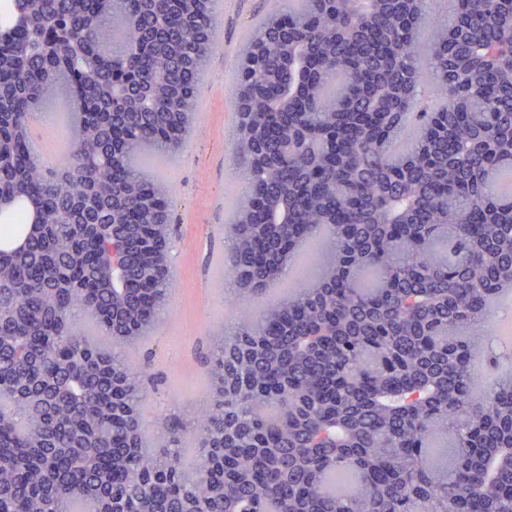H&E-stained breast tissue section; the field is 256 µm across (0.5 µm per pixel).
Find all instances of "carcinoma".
<instances>
[{"label":"carcinoma","instance_id":"obj_1","mask_svg":"<svg viewBox=\"0 0 512 512\" xmlns=\"http://www.w3.org/2000/svg\"><path fill=\"white\" fill-rule=\"evenodd\" d=\"M212 0H13L24 41L0 44V512H512V373L472 366L512 289V0H279L243 52L288 24L298 56L236 79L246 175L227 274L259 313L207 359L211 403L185 465L181 432L146 448V372L132 346L172 275V190L149 162L178 152L215 48ZM95 80L77 89L69 43ZM119 36L107 60L96 43ZM441 88L431 107L425 85ZM66 168L32 153L30 118L60 95ZM317 274L263 302L306 242ZM125 257L122 280L109 254Z\"/></svg>","mask_w":512,"mask_h":512}]
</instances>
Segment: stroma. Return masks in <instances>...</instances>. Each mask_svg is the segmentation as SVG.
<instances>
[{
    "label": "stroma",
    "mask_w": 512,
    "mask_h": 512,
    "mask_svg": "<svg viewBox=\"0 0 512 512\" xmlns=\"http://www.w3.org/2000/svg\"><path fill=\"white\" fill-rule=\"evenodd\" d=\"M222 2L218 45L201 78L191 129L157 173L174 191L175 233L167 255L173 288L154 330L139 346L110 345L154 379L143 407L147 447L165 446L168 424L179 423L190 460L196 451L192 435L210 400L205 357L232 332L237 313L257 310L251 297L213 271L210 258L225 253L235 203L245 192L244 172L230 159L238 126L234 88L241 46L273 0Z\"/></svg>",
    "instance_id": "obj_1"
}]
</instances>
